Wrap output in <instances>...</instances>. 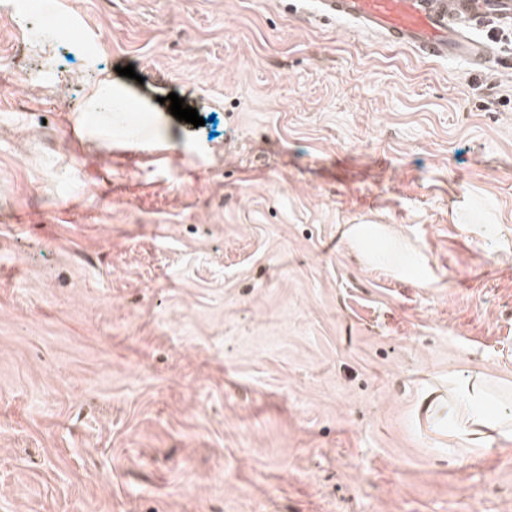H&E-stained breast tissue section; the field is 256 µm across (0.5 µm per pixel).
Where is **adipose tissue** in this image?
Returning a JSON list of instances; mask_svg holds the SVG:
<instances>
[{
    "mask_svg": "<svg viewBox=\"0 0 512 512\" xmlns=\"http://www.w3.org/2000/svg\"><path fill=\"white\" fill-rule=\"evenodd\" d=\"M144 111L142 100L131 99L124 86L112 83L111 79H103L91 84L88 89L83 111L78 122L86 126L92 138H99L100 119L102 116L126 109ZM348 235L351 241L359 246L367 247V255L372 260L400 270H408L412 259L402 253L401 244L397 239L387 238L385 231L377 224H356L350 227ZM383 239L384 245L379 249L368 248L371 238ZM490 393L480 376H473L460 381L449 379L448 393L440 399L428 403L427 414L430 417H442L452 421L456 426V438L467 448H481L485 445L487 431H496L504 437H512V416L503 415L498 420H489L485 413V404Z\"/></svg>",
    "mask_w": 512,
    "mask_h": 512,
    "instance_id": "obj_1",
    "label": "adipose tissue"
}]
</instances>
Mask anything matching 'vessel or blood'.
<instances>
[{
	"instance_id": "obj_1",
	"label": "vessel or blood",
	"mask_w": 512,
	"mask_h": 512,
	"mask_svg": "<svg viewBox=\"0 0 512 512\" xmlns=\"http://www.w3.org/2000/svg\"><path fill=\"white\" fill-rule=\"evenodd\" d=\"M310 17L353 23L366 34L430 61L459 59L475 70L503 61L512 0H311Z\"/></svg>"
}]
</instances>
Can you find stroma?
Here are the masks:
<instances>
[{"mask_svg": "<svg viewBox=\"0 0 512 512\" xmlns=\"http://www.w3.org/2000/svg\"><path fill=\"white\" fill-rule=\"evenodd\" d=\"M49 2L0 16V512H512V439L419 407L480 374L512 410V68L292 0ZM91 33L162 101L98 143ZM348 235L354 244L364 246L365 248L371 238H380L384 246L376 250L366 249V255L381 264L394 266L407 272L409 266L414 261L406 252L401 254L398 251V249H402L400 242L396 238L387 239L389 236L383 230V227L378 224H355L348 230Z\"/></svg>", "mask_w": 512, "mask_h": 512, "instance_id": "1", "label": "stroma"}]
</instances>
